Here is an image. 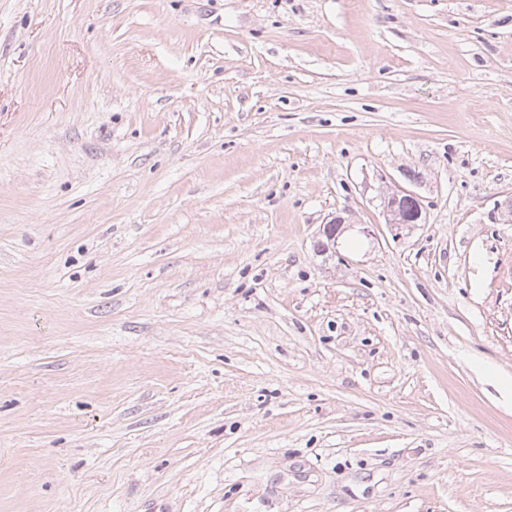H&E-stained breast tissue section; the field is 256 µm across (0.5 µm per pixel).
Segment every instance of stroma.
Segmentation results:
<instances>
[{"label":"stroma","instance_id":"35a3bbf8","mask_svg":"<svg viewBox=\"0 0 512 512\" xmlns=\"http://www.w3.org/2000/svg\"><path fill=\"white\" fill-rule=\"evenodd\" d=\"M509 196L512 0H0V512H512ZM384 211L389 224H421L424 216L418 198L408 191H398L384 199ZM344 224H346L345 218L338 215L332 216L330 220L326 221L325 224H322L320 235L326 241H318V248L325 252L329 250V244L334 246L336 244V239L345 231Z\"/></svg>","mask_w":512,"mask_h":512}]
</instances>
